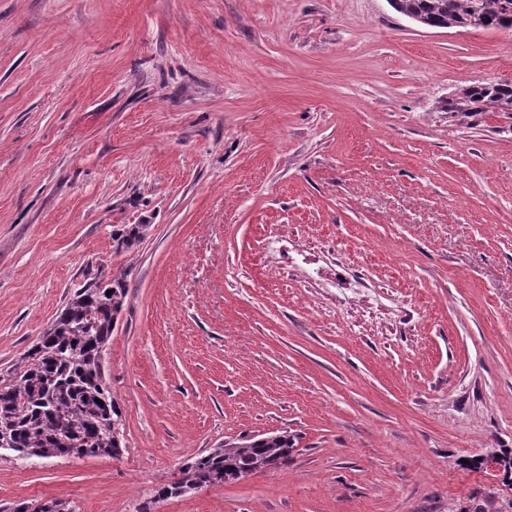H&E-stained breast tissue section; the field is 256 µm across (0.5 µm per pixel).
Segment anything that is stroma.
<instances>
[{"mask_svg":"<svg viewBox=\"0 0 512 512\" xmlns=\"http://www.w3.org/2000/svg\"><path fill=\"white\" fill-rule=\"evenodd\" d=\"M512 30L388 0H0V375L124 274L116 457L0 451V512H471L512 449ZM144 224L116 251L112 235ZM287 431L286 466L153 502ZM445 110L451 117L470 118L479 112H511L512 81H473L458 86ZM35 505L38 506L37 510L30 511V509ZM9 509L11 512H76L75 505L71 504L69 501L57 498L49 499L38 504L22 501L13 505Z\"/></svg>","mask_w":512,"mask_h":512,"instance_id":"stroma-1","label":"stroma"}]
</instances>
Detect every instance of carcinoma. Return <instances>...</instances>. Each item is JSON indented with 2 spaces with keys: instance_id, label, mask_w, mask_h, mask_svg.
Wrapping results in <instances>:
<instances>
[{
  "instance_id": "carcinoma-1",
  "label": "carcinoma",
  "mask_w": 512,
  "mask_h": 512,
  "mask_svg": "<svg viewBox=\"0 0 512 512\" xmlns=\"http://www.w3.org/2000/svg\"><path fill=\"white\" fill-rule=\"evenodd\" d=\"M395 11L420 20L426 28H469L480 21L484 29H512V0H396ZM445 110L452 117L470 118L480 112L512 113V81H473L458 86ZM147 225L131 224L113 234L116 250L141 241ZM128 288L120 276L96 273L76 288L56 319L0 379V449L20 459L117 457L122 451L123 418L112 398L105 375V355ZM294 436L286 431L224 442L183 465L186 480L196 487L225 483L239 476L281 467L294 450ZM479 465L495 464L501 482L512 489V456L506 452ZM184 484L170 483L141 505L183 495ZM76 512L62 499L38 504L22 501L10 512Z\"/></svg>"
}]
</instances>
